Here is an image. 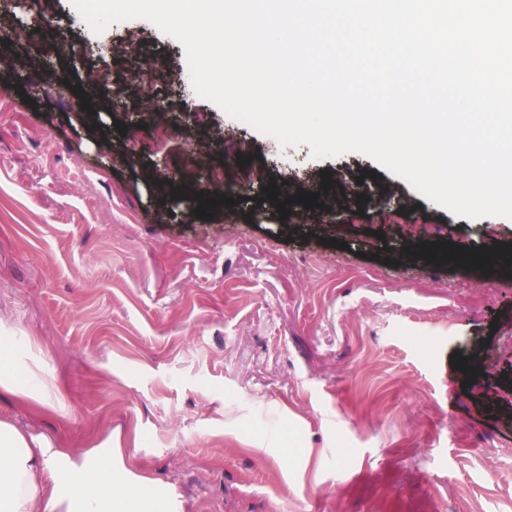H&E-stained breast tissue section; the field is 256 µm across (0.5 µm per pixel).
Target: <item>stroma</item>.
Returning a JSON list of instances; mask_svg holds the SVG:
<instances>
[{
  "mask_svg": "<svg viewBox=\"0 0 512 512\" xmlns=\"http://www.w3.org/2000/svg\"><path fill=\"white\" fill-rule=\"evenodd\" d=\"M0 25V322L66 407L1 392L0 419L72 452L111 440L184 512H512V272L420 255L512 250V219L281 146L199 96L147 20L96 32L72 0H20ZM89 72V111L54 94ZM218 167L234 203L196 217ZM271 184L320 205L280 219Z\"/></svg>",
  "mask_w": 512,
  "mask_h": 512,
  "instance_id": "obj_1",
  "label": "stroma"
}]
</instances>
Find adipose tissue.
Here are the masks:
<instances>
[{
  "mask_svg": "<svg viewBox=\"0 0 512 512\" xmlns=\"http://www.w3.org/2000/svg\"><path fill=\"white\" fill-rule=\"evenodd\" d=\"M17 330L0 329V391L40 405L51 386L16 360ZM0 512H182L155 481L131 480L112 462V445L80 453L0 420Z\"/></svg>",
  "mask_w": 512,
  "mask_h": 512,
  "instance_id": "ef3b65f1",
  "label": "adipose tissue"
}]
</instances>
